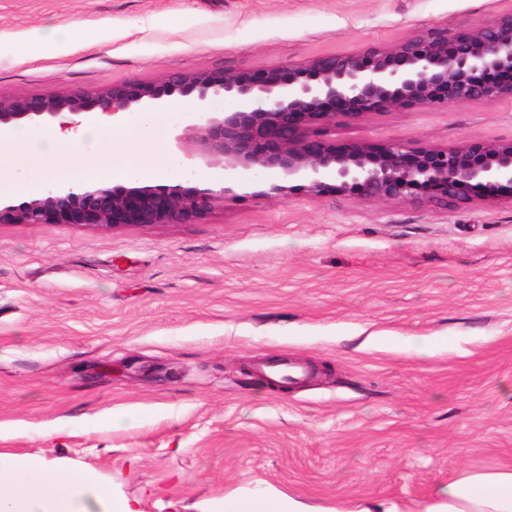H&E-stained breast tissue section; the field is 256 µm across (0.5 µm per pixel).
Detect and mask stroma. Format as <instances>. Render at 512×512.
<instances>
[{
	"instance_id": "stroma-1",
	"label": "stroma",
	"mask_w": 512,
	"mask_h": 512,
	"mask_svg": "<svg viewBox=\"0 0 512 512\" xmlns=\"http://www.w3.org/2000/svg\"><path fill=\"white\" fill-rule=\"evenodd\" d=\"M512 0H0V42L76 31L65 55H0V92L51 97L202 69L255 71L459 34ZM111 27L109 43L97 42ZM166 173L229 187L178 224H0V451L111 479L137 512L285 494L310 512H423L449 478L512 468V203L307 194L187 159L196 108L162 106ZM340 147L512 139V102L372 112ZM430 353H413L414 339ZM287 357L317 377L258 380Z\"/></svg>"
}]
</instances>
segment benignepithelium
Instances as JSON below:
<instances>
[{
	"label": "benign epithelium",
	"instance_id": "benign-epithelium-1",
	"mask_svg": "<svg viewBox=\"0 0 512 512\" xmlns=\"http://www.w3.org/2000/svg\"><path fill=\"white\" fill-rule=\"evenodd\" d=\"M193 100L196 122L183 139L227 170H276L305 182L307 193H355L362 200L466 202L512 198V139L455 148H412L398 142L340 150L307 125L350 123L370 112L446 109L462 101L512 100V12L459 37L433 25L404 41L370 46L302 65L254 72L204 69L155 84L112 85L97 93L51 98L0 94V126L49 119L65 111L124 112L157 108L165 98ZM245 98L248 110L208 111L211 96ZM226 188L181 185L49 190L0 208V224H175L196 217Z\"/></svg>",
	"mask_w": 512,
	"mask_h": 512
}]
</instances>
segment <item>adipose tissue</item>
<instances>
[{
  "label": "adipose tissue",
  "instance_id": "1",
  "mask_svg": "<svg viewBox=\"0 0 512 512\" xmlns=\"http://www.w3.org/2000/svg\"><path fill=\"white\" fill-rule=\"evenodd\" d=\"M78 47L74 31L46 28L8 45L13 54L61 55ZM116 125L126 131L119 155H102L111 135L108 128L85 123L63 133L55 129L36 130L19 125L0 132V187L13 185L19 167L37 156L48 160L42 177L29 181L39 187L43 178L61 180H114L126 170L136 168L144 176L158 175L164 160L150 155L156 131L163 125L161 116L148 120L117 116ZM98 155L96 165L82 170L57 162L62 146ZM0 512H135L130 502L114 493L109 480L96 471L69 465L58 458L19 455L0 451ZM425 512H512V468L498 471H472L449 479L439 491V499Z\"/></svg>",
  "mask_w": 512,
  "mask_h": 512
}]
</instances>
